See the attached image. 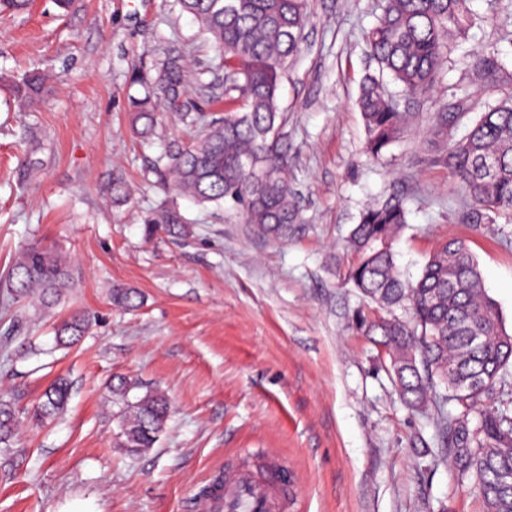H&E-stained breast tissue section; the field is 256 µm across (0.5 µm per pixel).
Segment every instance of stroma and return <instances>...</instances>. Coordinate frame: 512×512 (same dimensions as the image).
Wrapping results in <instances>:
<instances>
[{"label": "stroma", "instance_id": "1", "mask_svg": "<svg viewBox=\"0 0 512 512\" xmlns=\"http://www.w3.org/2000/svg\"><path fill=\"white\" fill-rule=\"evenodd\" d=\"M473 23L431 91L409 106L420 121L376 162L364 154L355 106L375 65L363 32L379 0H310L305 52L280 85L293 147L302 221L285 241L220 219L165 189L151 172L165 144L194 128L168 118L150 143L132 133L136 67L167 54L193 62L194 85L222 95L212 44L176 0H33L0 10V72L39 69L47 89L29 106L0 86V289L15 254L32 241L71 259L72 294L41 316L28 302L0 308V398L19 414L60 374L72 382L66 415L21 425L0 452V512H196L203 485L237 460H283L295 478V512H483L443 458L428 415L399 401L385 364L354 321L362 301L344 274L346 240L361 209L403 195L408 222L394 249L418 276L448 236L467 241L488 295L512 333V219L462 224L466 200L437 155L433 115L512 94V0H471ZM500 52L505 70L485 77L472 54ZM132 194L112 202V177ZM189 221L182 239L146 237L161 205ZM135 288L133 310L113 306V286ZM95 316L75 346L56 348L71 309ZM116 375L171 399L158 443L127 455L113 447Z\"/></svg>", "mask_w": 512, "mask_h": 512}]
</instances>
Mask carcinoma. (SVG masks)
<instances>
[{
    "mask_svg": "<svg viewBox=\"0 0 512 512\" xmlns=\"http://www.w3.org/2000/svg\"><path fill=\"white\" fill-rule=\"evenodd\" d=\"M470 0H382L376 24L365 34L376 69L359 84L356 105L365 130V153L378 159L412 124L415 114L401 102L431 90L458 38L472 23ZM224 62V98L195 96L181 54L165 58L152 77L138 69L133 81L145 95L129 101L133 133L149 139L166 107L198 128L187 144L173 140L157 160L160 182L201 206L229 211L273 238H284L301 218L290 178L292 155L279 104L288 66L304 49L308 0H178ZM498 57L475 54L472 67L491 71ZM45 77L32 73L8 85L19 102L40 95ZM394 84L397 90L389 89ZM466 112H439L441 133L460 124ZM440 160L460 183L467 206L461 224H489L493 215L512 213V99L488 104L458 141H448ZM399 196L366 206L352 228L348 249L354 261L345 280L366 301L357 326L370 337L404 406L435 409L444 447L460 483L469 482L484 512H512V399L504 387L512 377V334L502 326L487 295L478 263L465 240L452 237L429 256L412 280L398 269L393 243L407 220ZM189 232L178 208L162 205L144 218V233L179 239ZM75 287L69 257L57 246L33 242L13 261L0 304L29 299L50 308ZM112 302L131 310L140 304L132 288H112ZM90 315L75 310L55 329L58 345H73L88 330ZM140 384L118 377L108 398L120 404L113 447L140 454L155 447L171 416L160 391L135 394ZM70 384L55 379L30 411L45 423L59 417ZM453 405L455 412L445 410ZM12 404L0 399V447L17 435Z\"/></svg>",
    "mask_w": 512,
    "mask_h": 512,
    "instance_id": "cac0c4a2",
    "label": "carcinoma"
}]
</instances>
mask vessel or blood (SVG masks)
Returning <instances> with one entry per match:
<instances>
[{"label":"vessel or blood","mask_w":512,"mask_h":512,"mask_svg":"<svg viewBox=\"0 0 512 512\" xmlns=\"http://www.w3.org/2000/svg\"><path fill=\"white\" fill-rule=\"evenodd\" d=\"M288 485V469L277 461L262 479L244 468H228L196 508L198 512H288Z\"/></svg>","instance_id":"1"}]
</instances>
